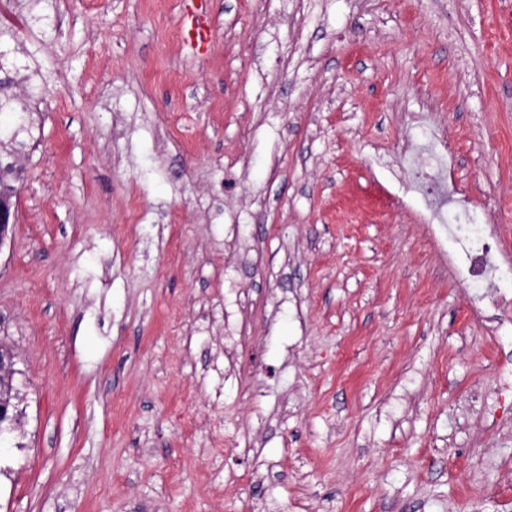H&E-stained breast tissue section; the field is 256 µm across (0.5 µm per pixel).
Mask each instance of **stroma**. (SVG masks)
Listing matches in <instances>:
<instances>
[{"label":"stroma","instance_id":"1","mask_svg":"<svg viewBox=\"0 0 512 512\" xmlns=\"http://www.w3.org/2000/svg\"><path fill=\"white\" fill-rule=\"evenodd\" d=\"M40 8L0 512H512V311L399 171L425 114L512 253V0Z\"/></svg>","mask_w":512,"mask_h":512}]
</instances>
